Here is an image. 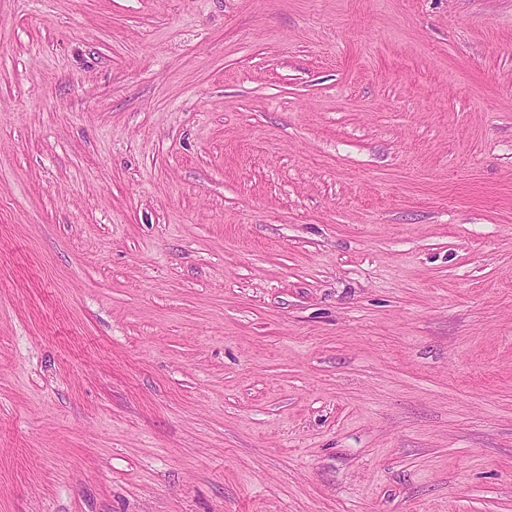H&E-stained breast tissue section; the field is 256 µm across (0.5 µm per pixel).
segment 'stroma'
Returning <instances> with one entry per match:
<instances>
[{
  "label": "stroma",
  "instance_id": "1",
  "mask_svg": "<svg viewBox=\"0 0 512 512\" xmlns=\"http://www.w3.org/2000/svg\"><path fill=\"white\" fill-rule=\"evenodd\" d=\"M0 512H512V0H0Z\"/></svg>",
  "mask_w": 512,
  "mask_h": 512
}]
</instances>
